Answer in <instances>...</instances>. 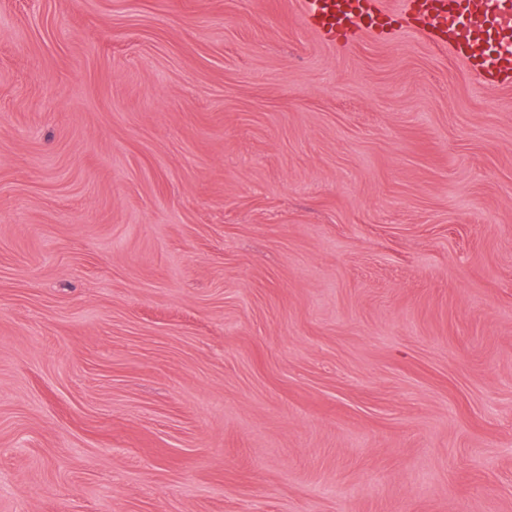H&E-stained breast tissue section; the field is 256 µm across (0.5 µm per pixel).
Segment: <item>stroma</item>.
<instances>
[{"instance_id":"35a3bbf8","label":"stroma","mask_w":512,"mask_h":512,"mask_svg":"<svg viewBox=\"0 0 512 512\" xmlns=\"http://www.w3.org/2000/svg\"><path fill=\"white\" fill-rule=\"evenodd\" d=\"M304 0H0V512H512V87ZM305 23L332 45L345 46L364 31H376L382 12L374 0H307Z\"/></svg>"}]
</instances>
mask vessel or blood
Returning <instances> with one entry per match:
<instances>
[{"label": "vessel or blood", "instance_id": "vessel-or-blood-1", "mask_svg": "<svg viewBox=\"0 0 512 512\" xmlns=\"http://www.w3.org/2000/svg\"><path fill=\"white\" fill-rule=\"evenodd\" d=\"M442 46L476 66L487 88L512 83V0H406ZM375 0H307L305 23L328 43L347 45L375 30Z\"/></svg>", "mask_w": 512, "mask_h": 512}]
</instances>
